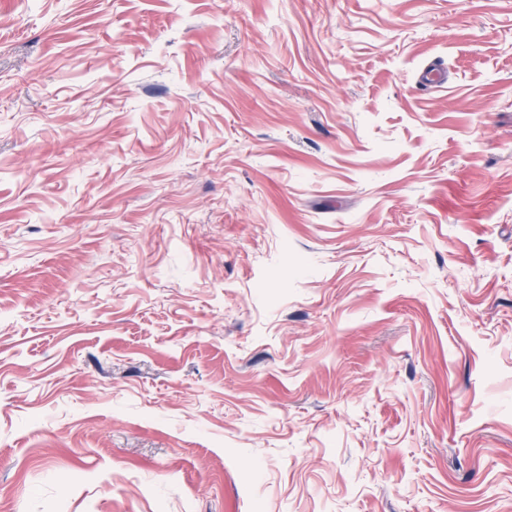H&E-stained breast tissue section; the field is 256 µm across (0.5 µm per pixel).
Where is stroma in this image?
I'll use <instances>...</instances> for the list:
<instances>
[{
    "mask_svg": "<svg viewBox=\"0 0 512 512\" xmlns=\"http://www.w3.org/2000/svg\"><path fill=\"white\" fill-rule=\"evenodd\" d=\"M0 512H512V0H0Z\"/></svg>",
    "mask_w": 512,
    "mask_h": 512,
    "instance_id": "obj_1",
    "label": "stroma"
}]
</instances>
